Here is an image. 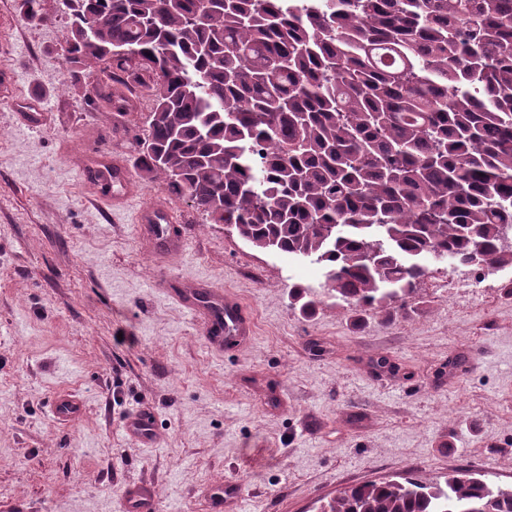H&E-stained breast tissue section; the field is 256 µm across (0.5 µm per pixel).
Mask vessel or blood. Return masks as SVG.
Wrapping results in <instances>:
<instances>
[{
	"mask_svg": "<svg viewBox=\"0 0 512 512\" xmlns=\"http://www.w3.org/2000/svg\"><path fill=\"white\" fill-rule=\"evenodd\" d=\"M80 167L86 187L112 208L122 207L138 190L126 161L107 152L84 148ZM136 224L141 244L159 268L153 280L156 292L186 311L212 348L244 344L253 334L254 320L238 299L224 294L208 280L186 287L166 274L168 261L181 253L187 239L186 227L174 211L160 204L145 205L137 213ZM83 411V401L70 394L55 397L50 404L53 418L62 424ZM123 430L131 441L141 445L153 444L156 437L153 420L143 414L127 417ZM121 508L123 512H158L159 505L149 487L137 486L123 498Z\"/></svg>",
	"mask_w": 512,
	"mask_h": 512,
	"instance_id": "obj_1",
	"label": "vessel or blood"
}]
</instances>
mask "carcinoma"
<instances>
[{
	"label": "carcinoma",
	"instance_id": "obj_1",
	"mask_svg": "<svg viewBox=\"0 0 512 512\" xmlns=\"http://www.w3.org/2000/svg\"><path fill=\"white\" fill-rule=\"evenodd\" d=\"M62 4L68 69L107 57L153 99L139 175L322 267L337 305L405 311L430 260L512 268V0ZM319 510L512 512V485L405 471Z\"/></svg>",
	"mask_w": 512,
	"mask_h": 512
}]
</instances>
